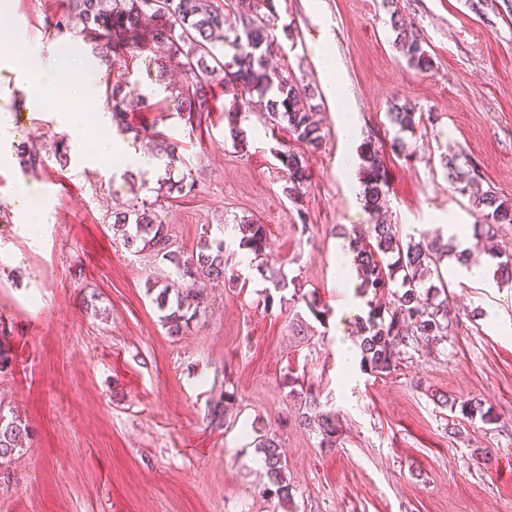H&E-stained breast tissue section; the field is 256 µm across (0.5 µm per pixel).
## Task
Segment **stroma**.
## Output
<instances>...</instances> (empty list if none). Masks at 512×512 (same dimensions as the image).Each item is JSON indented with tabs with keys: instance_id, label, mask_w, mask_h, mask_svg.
<instances>
[{
	"instance_id": "35a3bbf8",
	"label": "stroma",
	"mask_w": 512,
	"mask_h": 512,
	"mask_svg": "<svg viewBox=\"0 0 512 512\" xmlns=\"http://www.w3.org/2000/svg\"><path fill=\"white\" fill-rule=\"evenodd\" d=\"M274 4L294 38L281 40L271 62L314 89L326 133L295 202L273 156L289 143L286 130L271 129L255 108L241 121L242 140H232L224 111L233 94L223 85H212L209 112L190 126L169 92L156 90L150 51L125 50L110 69L91 37L55 33L67 0L0 7V57L19 68L35 49L56 71L82 59L93 91L80 100L36 72L43 100L33 109L0 78L10 97L0 144L49 148L65 133L62 108L86 121L104 112L108 85L128 81L151 103L134 124L179 142L183 162L172 175L188 171L196 181L162 210L174 248L195 250L205 232L223 237L224 259L241 273L209 289L189 329L169 335L154 291L172 284V265L114 243L109 220L112 208L154 199L164 169L126 179L96 133L82 146L97 160L0 165V332L14 358L0 376V407L31 427L24 450L0 467V512H512V285L449 277L451 335L407 348L388 374L344 366L336 338L355 336L367 306L340 311L336 248L372 217L352 192L359 170L344 165L341 115L317 67L322 55L335 58L361 136L384 134L396 101L431 114L427 127L403 135L415 160L386 155V218L414 236L458 225L478 259V218L439 154L460 155L484 187L512 201V14L478 16L468 0H400L432 56L420 72L395 48L381 0ZM250 219L267 226L269 262L300 299L267 304V281L238 248L235 226ZM311 294L329 307L325 322L310 313ZM292 377L303 394L291 393ZM224 388L236 401L219 431L207 414ZM469 399L491 409L492 421L451 410ZM325 412L340 432L332 451L298 423ZM246 425L278 430L291 503L263 495L267 477L241 434Z\"/></svg>"
}]
</instances>
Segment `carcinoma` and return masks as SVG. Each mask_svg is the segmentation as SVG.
I'll return each mask as SVG.
<instances>
[{
	"label": "carcinoma",
	"mask_w": 512,
	"mask_h": 512,
	"mask_svg": "<svg viewBox=\"0 0 512 512\" xmlns=\"http://www.w3.org/2000/svg\"><path fill=\"white\" fill-rule=\"evenodd\" d=\"M265 11L241 14L233 29V39L224 36V12L211 5L210 0H68L67 13L55 22L58 32L82 28L97 40L96 55L107 67L116 64L111 49L142 44L157 49V77L162 78L170 67H176L185 76V84L171 88L178 109L188 118L200 119L209 111V91L216 81L230 84L236 90L232 107L224 111V120L232 139L240 135L242 113L259 106L267 114L270 125L277 128L287 123L290 137L313 153L325 141V132L314 120L316 106L309 103L314 91L300 87L290 75L271 69L267 55L278 37L274 34L273 0H262ZM384 0L390 11L396 33L395 45L408 64L422 71L432 67V58L425 41L413 28L401 21L397 3ZM234 54L224 60V45ZM106 108L111 113L116 132L134 141L140 138V128L133 125L128 115L148 107V100H136L123 95L121 86L106 91ZM396 128L391 139L393 150L408 158L412 152L401 136L413 132L423 122V114L409 103L395 104L388 113ZM160 157L167 160V171L183 162L180 144L161 138L157 143ZM274 156L282 166L288 198L297 200L310 183V169L305 155L293 149L277 148ZM360 182L365 208L375 214L387 204L388 178L383 160V144L377 138L362 142L358 151ZM441 165L448 180L458 191L468 196L478 211L481 221L474 225L477 234L492 237L501 224H512V201L500 199L496 193L483 188L475 170H463L457 156L441 155ZM195 182L164 177L158 180L155 199L131 204L112 212V236L135 253L149 251L173 265L174 274L184 287L160 289L155 297L162 321L169 333L179 335L196 316L206 291L228 281L240 278L238 271L226 268L224 240L204 238L195 251L181 254L170 249L166 225L162 223L159 207L173 193L187 194ZM368 245L349 243L353 267L359 280L358 291L372 299L366 302L368 311L360 318V368L366 372L384 374L398 367L401 347L413 340L429 341L451 332L452 320L448 300L434 299L447 292L439 269L446 256L457 255L459 263L467 262L468 255L457 250L455 237L444 238L441 233L403 239L399 225L377 222L367 225ZM239 247L246 250L250 262L269 281L272 288L282 292L288 288L286 275L268 265L269 238L267 227L254 221L238 225ZM496 272L504 282L512 281V255L496 254ZM399 283L396 290L390 285ZM235 400V393L222 390L211 401L208 410L209 426L220 430L226 424L227 408ZM300 422L321 435V447L332 449L339 439L336 419L329 414L318 417L301 416ZM30 435L29 426L17 416H9L0 408V467L15 453L22 451L23 442ZM251 444L263 458L268 479L263 494L288 503L292 487L285 475L287 460L277 434L255 431Z\"/></svg>",
	"instance_id": "obj_1"
}]
</instances>
